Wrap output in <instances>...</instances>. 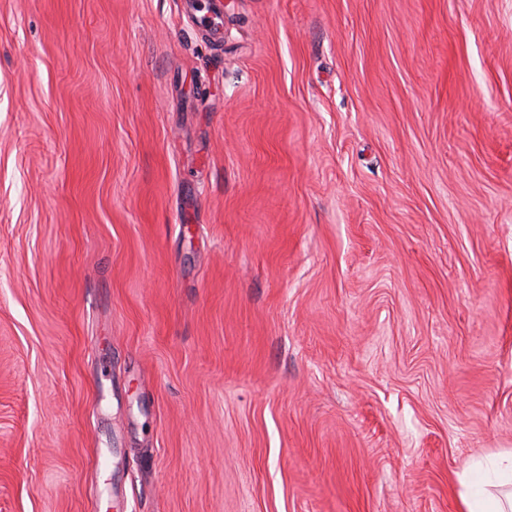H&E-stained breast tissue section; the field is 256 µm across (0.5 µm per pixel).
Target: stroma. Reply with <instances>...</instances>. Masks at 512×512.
<instances>
[{
  "mask_svg": "<svg viewBox=\"0 0 512 512\" xmlns=\"http://www.w3.org/2000/svg\"><path fill=\"white\" fill-rule=\"evenodd\" d=\"M512 451V0H0V512H459Z\"/></svg>",
  "mask_w": 512,
  "mask_h": 512,
  "instance_id": "35a3bbf8",
  "label": "stroma"
}]
</instances>
